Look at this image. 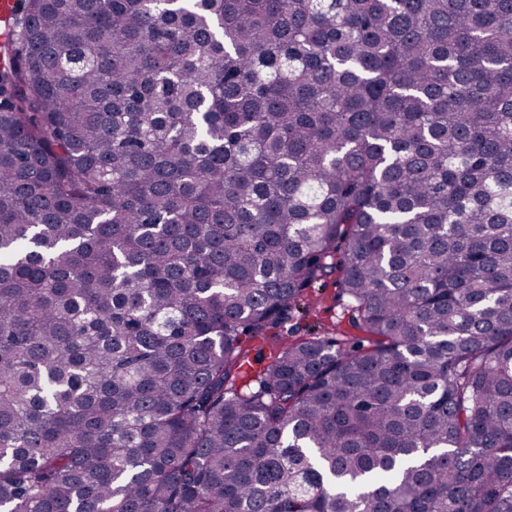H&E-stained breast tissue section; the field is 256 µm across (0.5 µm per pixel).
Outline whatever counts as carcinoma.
Listing matches in <instances>:
<instances>
[{"label": "carcinoma", "instance_id": "cac0c4a2", "mask_svg": "<svg viewBox=\"0 0 512 512\" xmlns=\"http://www.w3.org/2000/svg\"><path fill=\"white\" fill-rule=\"evenodd\" d=\"M21 2L0 512H512V0ZM340 278L337 271L327 276L316 288L309 290L300 302L298 311L282 328L270 332L265 339L248 341L250 357L260 355V358L266 359L265 364L270 353L278 347L302 339L325 334H335L339 338L368 336L351 322L348 300L342 297L339 290Z\"/></svg>", "mask_w": 512, "mask_h": 512}]
</instances>
